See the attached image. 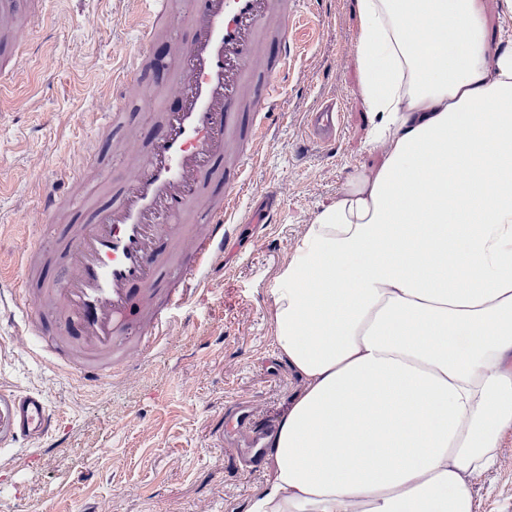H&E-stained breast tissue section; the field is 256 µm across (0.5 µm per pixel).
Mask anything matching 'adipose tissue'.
Listing matches in <instances>:
<instances>
[{
	"label": "adipose tissue",
	"instance_id": "1",
	"mask_svg": "<svg viewBox=\"0 0 512 512\" xmlns=\"http://www.w3.org/2000/svg\"><path fill=\"white\" fill-rule=\"evenodd\" d=\"M379 164L302 225L269 322L299 385L248 512H476L512 432V42L488 0H358Z\"/></svg>",
	"mask_w": 512,
	"mask_h": 512
}]
</instances>
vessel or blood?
I'll use <instances>...</instances> for the list:
<instances>
[{
    "mask_svg": "<svg viewBox=\"0 0 512 512\" xmlns=\"http://www.w3.org/2000/svg\"><path fill=\"white\" fill-rule=\"evenodd\" d=\"M317 2L196 0L181 12L172 0H145L138 45L115 48L124 67L100 120L111 127L134 101L159 132L144 149L136 130H128L116 147L128 170L119 200L94 209L89 219L62 226L51 221L72 206L73 180L57 179L42 191L32 221L48 225L67 274L60 285L47 279L42 247L24 250L17 296L26 320L15 336L18 345L39 339L61 366L92 384L126 378L172 335V313L184 309L223 262L236 225L272 223L281 187L263 188L268 205L257 219L242 212L240 200L284 108L281 79L309 19L301 7ZM42 21L38 0L24 16L16 0H0V38L12 47H28ZM159 31L177 61L165 88L180 101L172 112L159 110L158 94L137 80ZM305 127L311 142L333 149L342 133L335 103L308 112ZM7 422L18 437L49 442L58 424L36 393L14 396Z\"/></svg>",
    "mask_w": 512,
    "mask_h": 512,
    "instance_id": "vessel-or-blood-1",
    "label": "vessel or blood"
}]
</instances>
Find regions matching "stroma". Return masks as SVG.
Here are the masks:
<instances>
[{
  "label": "stroma",
  "mask_w": 512,
  "mask_h": 512,
  "mask_svg": "<svg viewBox=\"0 0 512 512\" xmlns=\"http://www.w3.org/2000/svg\"><path fill=\"white\" fill-rule=\"evenodd\" d=\"M325 23L308 30L288 72L287 103L252 175L254 187L283 183L279 220L239 225L178 320L175 334L126 382L92 386L30 343L12 341L24 321L16 298L19 253L52 248L31 212L65 164L123 179L114 145L127 130L148 145L156 127L136 105L121 125L96 120L122 62L118 43L140 37L136 0H46L45 18L14 76L0 81V412L6 395L41 393L63 418L57 445L15 439L0 423V512H247L260 463L237 472L224 459L228 407L251 401L277 421L297 381L276 353L268 320L275 272L302 224L335 200L348 178L380 157L360 96L356 0H325ZM26 109H18L20 100ZM344 112L334 156L299 152L305 112L323 100ZM471 492L479 512H512V435Z\"/></svg>",
  "instance_id": "obj_1"
}]
</instances>
